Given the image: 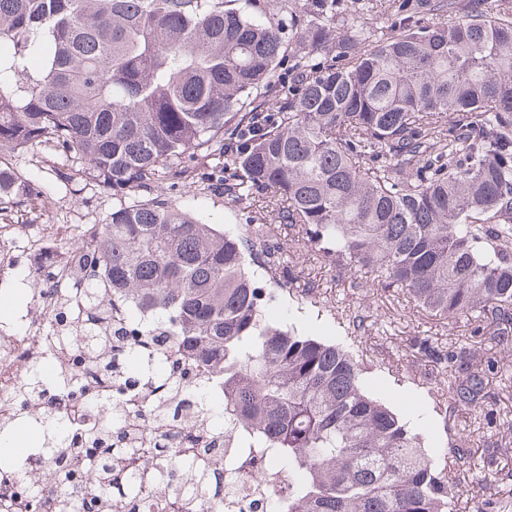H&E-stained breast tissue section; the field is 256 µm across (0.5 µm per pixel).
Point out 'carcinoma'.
I'll return each instance as SVG.
<instances>
[{"mask_svg": "<svg viewBox=\"0 0 512 512\" xmlns=\"http://www.w3.org/2000/svg\"><path fill=\"white\" fill-rule=\"evenodd\" d=\"M232 0H0V217L35 205L38 181L8 154L43 144L69 161V183L112 192L108 222L73 248L80 297L58 302L65 319L51 337L112 375L113 341L155 336L184 359L154 354L147 371L166 384L148 403L121 408L83 395L79 372L63 370L93 414L84 441L150 412L155 429L186 399L184 379L224 378L223 407L185 423L172 462L131 448L93 468L88 489L112 505L136 498L141 476L177 465L187 486L155 495L145 512H222L223 476L209 450L232 441L239 463L263 452L296 470L273 512H450L448 472L470 463L424 448L419 434L367 386L347 347L265 317L274 280L301 298L314 285L288 269L305 253L373 279L387 294L444 320L471 316L500 344L512 336V13L455 0H397L389 33L335 34L339 0L257 13ZM448 14L430 26L425 12ZM42 65L31 71V54ZM187 185L253 206L268 217L246 235L218 230L155 193ZM263 255L267 278L248 259ZM148 312L146 329L124 309ZM424 356L453 352L421 342ZM512 369L488 357L448 385L458 404L485 401L483 378ZM32 369L18 393L38 401ZM44 475L53 497L30 489L48 512H80L55 453L61 419L41 424Z\"/></svg>", "mask_w": 512, "mask_h": 512, "instance_id": "obj_1", "label": "carcinoma"}]
</instances>
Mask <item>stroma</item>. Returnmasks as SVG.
I'll list each match as a JSON object with an SVG mask.
<instances>
[{
    "label": "stroma",
    "instance_id": "1",
    "mask_svg": "<svg viewBox=\"0 0 512 512\" xmlns=\"http://www.w3.org/2000/svg\"><path fill=\"white\" fill-rule=\"evenodd\" d=\"M393 0H340L336 30L355 28L385 34L393 18ZM15 169L44 186L38 204L39 220L28 210L16 208L12 222L20 243L38 234L40 225L67 224L70 244H77L80 224H102L112 212V194L91 182L73 187L57 181L56 168L65 158L43 146L10 154ZM180 206L204 221L234 234L244 231L247 212L242 205L224 197L188 187L176 196ZM296 271L314 282L315 303H299L287 290H278L268 308L269 317L298 331L337 344L359 342L364 361L370 366L368 380L373 392L396 410L422 436L425 448L442 447L474 459L471 468L458 470L453 512H497L502 502L512 503V390L502 388L495 375H487L485 402L476 407L455 405L443 398L450 375L422 357L416 343L438 338L464 358L494 357L512 366V344L490 346L486 337L475 334L473 318L447 322L418 311L401 299H386L371 281L306 263L300 256L289 260Z\"/></svg>",
    "mask_w": 512,
    "mask_h": 512
}]
</instances>
